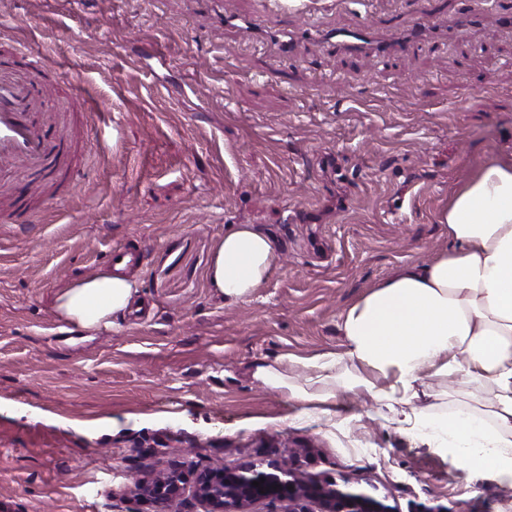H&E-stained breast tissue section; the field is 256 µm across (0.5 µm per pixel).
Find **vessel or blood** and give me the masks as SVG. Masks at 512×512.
I'll return each instance as SVG.
<instances>
[{
    "instance_id": "b4317fda",
    "label": "vessel or blood",
    "mask_w": 512,
    "mask_h": 512,
    "mask_svg": "<svg viewBox=\"0 0 512 512\" xmlns=\"http://www.w3.org/2000/svg\"><path fill=\"white\" fill-rule=\"evenodd\" d=\"M421 15L420 22L407 29L404 39L411 42L429 35L435 14L433 0H415ZM270 10L238 19L225 15L224 23L235 26L267 28L281 53H290L294 47L293 35L288 27L287 15L270 22ZM315 38L351 54L371 53L384 55L393 46L375 40L367 27L358 26L343 31H315ZM40 59L31 54L0 56V159L21 164L25 171L43 173L53 167L63 151V139L57 133L36 121L34 114L41 98L40 87L23 79L18 70L23 64L36 65Z\"/></svg>"
}]
</instances>
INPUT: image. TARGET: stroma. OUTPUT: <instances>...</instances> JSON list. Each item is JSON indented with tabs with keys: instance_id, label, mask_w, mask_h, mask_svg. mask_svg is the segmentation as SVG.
<instances>
[{
	"instance_id": "stroma-1",
	"label": "stroma",
	"mask_w": 512,
	"mask_h": 512,
	"mask_svg": "<svg viewBox=\"0 0 512 512\" xmlns=\"http://www.w3.org/2000/svg\"><path fill=\"white\" fill-rule=\"evenodd\" d=\"M441 0L442 33L382 58L311 32L370 23L398 40L410 0H278L298 39L281 55L225 26L265 0H0V53L39 55L36 114L91 112L59 175L32 184L34 223L0 222V512H163L124 498L133 475L283 459L316 481L373 488L395 512H512V489L413 445L343 396L332 431L252 377L258 362L342 349L338 315L402 266L448 245L453 192L512 156V0ZM236 224L279 259L248 301L208 282ZM140 300L93 336L66 331L55 294L110 270Z\"/></svg>"
}]
</instances>
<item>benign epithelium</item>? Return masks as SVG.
<instances>
[{
    "instance_id": "obj_1",
    "label": "benign epithelium",
    "mask_w": 512,
    "mask_h": 512,
    "mask_svg": "<svg viewBox=\"0 0 512 512\" xmlns=\"http://www.w3.org/2000/svg\"><path fill=\"white\" fill-rule=\"evenodd\" d=\"M297 453L278 462H250L234 469L207 467L194 475L191 496L197 512H252L260 501L280 503V512H311L307 504L315 502L319 512H393L384 500L359 488L334 482L318 483L300 476L294 462ZM258 481L261 487L253 482ZM187 477L183 472H158L132 477L126 494L134 499H151L168 506L185 501Z\"/></svg>"
}]
</instances>
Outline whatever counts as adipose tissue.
<instances>
[{"label": "adipose tissue", "instance_id": "obj_1", "mask_svg": "<svg viewBox=\"0 0 512 512\" xmlns=\"http://www.w3.org/2000/svg\"><path fill=\"white\" fill-rule=\"evenodd\" d=\"M449 246L409 263L339 315L342 352L260 362L253 377L293 402L299 421L332 426L341 392L369 394L374 417L413 444L512 486V159L486 164L441 216ZM278 259L252 224L228 229L209 282L226 304L247 301ZM139 294L121 272L84 277L55 297L65 324L90 336ZM455 379L463 396L426 394L424 378Z\"/></svg>", "mask_w": 512, "mask_h": 512}]
</instances>
